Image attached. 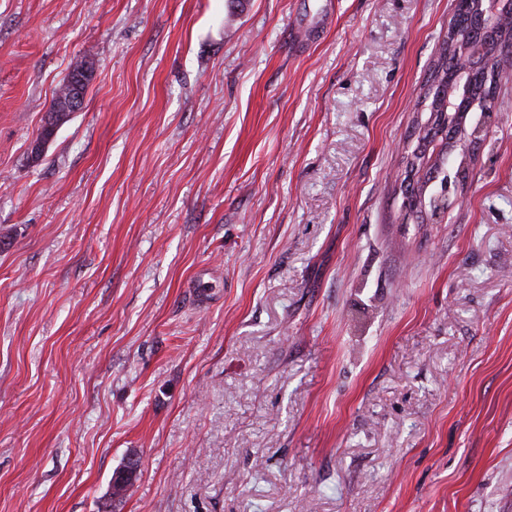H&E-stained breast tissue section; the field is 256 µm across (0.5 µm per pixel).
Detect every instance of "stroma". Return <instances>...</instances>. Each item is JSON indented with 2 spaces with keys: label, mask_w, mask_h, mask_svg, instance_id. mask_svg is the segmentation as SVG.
I'll return each instance as SVG.
<instances>
[{
  "label": "stroma",
  "mask_w": 512,
  "mask_h": 512,
  "mask_svg": "<svg viewBox=\"0 0 512 512\" xmlns=\"http://www.w3.org/2000/svg\"><path fill=\"white\" fill-rule=\"evenodd\" d=\"M454 9L0 0V512H512V65L400 221ZM84 64H88L87 70L83 68ZM94 67L92 62H84L77 65L73 71L61 82L55 91L49 111L46 113L44 123L40 128V132L36 141H48L54 136V127L59 123H65L69 120L72 112H79L81 110L82 97L85 99L87 87L91 81ZM76 77H80L75 81ZM78 85V86H77ZM75 96L70 101L71 112H56L71 96ZM66 118V119H65Z\"/></svg>",
  "instance_id": "1"
}]
</instances>
